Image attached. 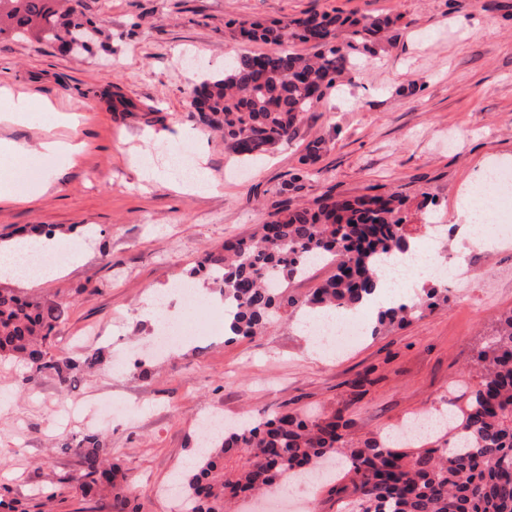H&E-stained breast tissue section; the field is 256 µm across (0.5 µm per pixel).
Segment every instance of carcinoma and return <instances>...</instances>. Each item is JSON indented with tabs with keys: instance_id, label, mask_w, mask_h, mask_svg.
I'll use <instances>...</instances> for the list:
<instances>
[{
	"instance_id": "carcinoma-1",
	"label": "carcinoma",
	"mask_w": 512,
	"mask_h": 512,
	"mask_svg": "<svg viewBox=\"0 0 512 512\" xmlns=\"http://www.w3.org/2000/svg\"><path fill=\"white\" fill-rule=\"evenodd\" d=\"M392 24L390 17L310 12L270 22L239 20L240 36L274 47L224 64L191 91L200 120L224 137L239 160L258 158L296 134L303 113L358 67L348 52L363 48ZM33 34L66 52L91 53L103 43L100 28L83 11L82 0H0V37ZM299 41L309 53L288 49ZM402 194L343 197L327 190L313 205L282 199L258 232L207 251L187 277H207L224 297V330L254 336L283 312L348 310L377 290L383 264L405 253L413 232L405 224ZM329 259L335 272L304 299L288 291L303 276L308 258ZM448 303V287L431 282L416 298L378 311L371 335ZM63 305L0 289V359L23 362L27 385L42 375L66 387L73 374L90 372L104 350L90 349L77 361L53 350ZM472 361L481 371L466 408L452 418L446 436L409 447L392 438L354 441L339 414L263 412L251 422L224 429L223 437L200 451L176 477L183 486L184 512H224V505L260 490H273L289 473L304 474L326 461L341 460L349 475L345 494L354 512H512V310L485 338ZM81 460L70 478L80 495L111 499L112 512H132L128 487L112 463L111 449L97 432L60 443Z\"/></svg>"
}]
</instances>
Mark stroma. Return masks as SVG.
<instances>
[{"label":"stroma","instance_id":"obj_1","mask_svg":"<svg viewBox=\"0 0 512 512\" xmlns=\"http://www.w3.org/2000/svg\"><path fill=\"white\" fill-rule=\"evenodd\" d=\"M109 41L75 57L35 39L0 41V87L31 99L28 123L0 126L26 143L11 172L14 202L0 203V243L32 225L66 227V261L54 278H4L11 288L67 304L55 344L82 359L88 344L107 352L94 372L78 373L68 390L44 375L21 389L25 366L0 361V498L22 512L43 489H57L51 512H109L61 479L79 459L54 443L78 434L52 421L61 397L96 409L102 397L125 412L101 424L112 461L125 474L138 512H172L170 483L190 466L208 412L234 422L257 411L342 413L363 440L393 431L423 412L460 403L479 379L471 357L502 314L512 310V281L494 299L481 289L449 292L434 312L366 335L337 357L309 354L296 316L265 334L228 338L224 310L207 305L210 322L165 356L151 355L156 326L140 319L149 287L182 280L204 251L249 235L281 199L282 183L308 145L322 140L319 160L293 192L295 204L325 190L356 197L400 192L408 223L443 224V247L463 265L473 252L455 231L456 203L475 189L489 163L512 164V0H83ZM332 9L388 15L387 40L362 54L350 80L306 112L294 137L253 163H240L223 138L204 130L189 97L200 79L185 63L200 57L210 73L243 54L268 52L243 40L231 19L271 21ZM134 102L112 109L115 97ZM80 116L69 135L84 150L37 201L21 202L56 158L41 147L54 124L43 100ZM204 131V144L187 131ZM181 152L207 184L182 191L171 155ZM434 204L417 208L422 197Z\"/></svg>","mask_w":512,"mask_h":512}]
</instances>
